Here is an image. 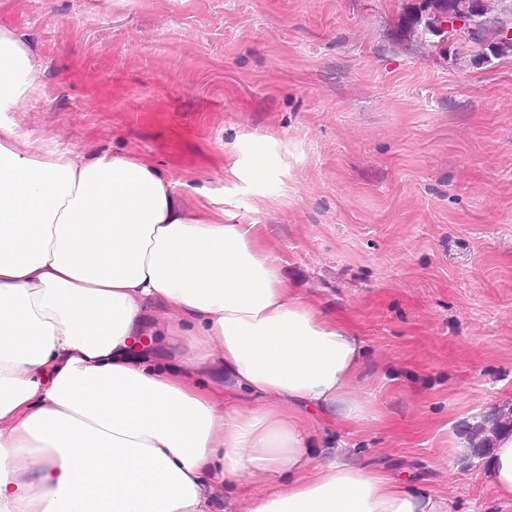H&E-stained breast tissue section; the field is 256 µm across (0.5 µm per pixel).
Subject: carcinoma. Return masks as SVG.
Segmentation results:
<instances>
[{"label": "carcinoma", "mask_w": 512, "mask_h": 512, "mask_svg": "<svg viewBox=\"0 0 512 512\" xmlns=\"http://www.w3.org/2000/svg\"><path fill=\"white\" fill-rule=\"evenodd\" d=\"M462 5L482 23V30L479 36L463 40L459 46L471 45L477 48V54L487 52L493 57L512 52V44H504L498 34V27H512V0H418L410 19L414 37L432 50H447L448 32L442 30V24Z\"/></svg>", "instance_id": "cac0c4a2"}]
</instances>
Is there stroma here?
<instances>
[{"instance_id": "stroma-1", "label": "stroma", "mask_w": 512, "mask_h": 512, "mask_svg": "<svg viewBox=\"0 0 512 512\" xmlns=\"http://www.w3.org/2000/svg\"><path fill=\"white\" fill-rule=\"evenodd\" d=\"M415 2L0 0L40 82L9 118L135 153L257 225L291 293L366 348L381 419L318 415L329 456L512 512L486 458H454L478 416L512 414V54L398 40Z\"/></svg>"}]
</instances>
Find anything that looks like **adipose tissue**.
<instances>
[{"label":"adipose tissue","mask_w":512,"mask_h":512,"mask_svg":"<svg viewBox=\"0 0 512 512\" xmlns=\"http://www.w3.org/2000/svg\"><path fill=\"white\" fill-rule=\"evenodd\" d=\"M38 91L25 45L0 29V112ZM150 334L180 369L139 344ZM364 355L290 294L256 225L189 208L134 154L48 151L0 122V512H224L222 488L280 475L243 512H453L435 491L311 456L309 412L379 421L356 387ZM203 365L223 399L200 387ZM486 483L512 500V433L498 432Z\"/></svg>","instance_id":"obj_1"}]
</instances>
